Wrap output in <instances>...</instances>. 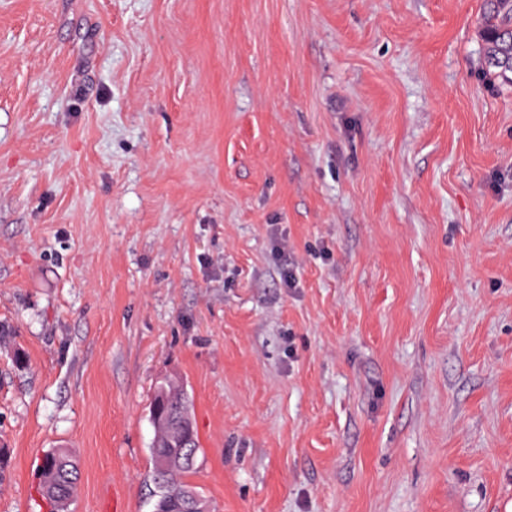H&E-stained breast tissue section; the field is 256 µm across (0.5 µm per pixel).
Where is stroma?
<instances>
[{"label": "stroma", "instance_id": "35a3bbf8", "mask_svg": "<svg viewBox=\"0 0 512 512\" xmlns=\"http://www.w3.org/2000/svg\"><path fill=\"white\" fill-rule=\"evenodd\" d=\"M482 2L0 0V512H151L165 374L211 512H512ZM43 492L53 503L55 512H67L78 480V466L63 450L46 454L41 465Z\"/></svg>", "mask_w": 512, "mask_h": 512}]
</instances>
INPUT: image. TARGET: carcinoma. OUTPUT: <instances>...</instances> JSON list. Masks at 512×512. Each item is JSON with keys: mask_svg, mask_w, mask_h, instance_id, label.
Instances as JSON below:
<instances>
[{"mask_svg": "<svg viewBox=\"0 0 512 512\" xmlns=\"http://www.w3.org/2000/svg\"><path fill=\"white\" fill-rule=\"evenodd\" d=\"M486 64L493 81L512 84V0H483L477 19ZM193 400L181 380L164 376L150 403L154 428L151 444L154 484L152 512H184L197 499L209 510L208 501L186 477L196 469L199 439L192 421ZM43 492L54 512H67L78 480V466L63 450L46 454L41 465Z\"/></svg>", "mask_w": 512, "mask_h": 512, "instance_id": "cac0c4a2", "label": "carcinoma"}]
</instances>
